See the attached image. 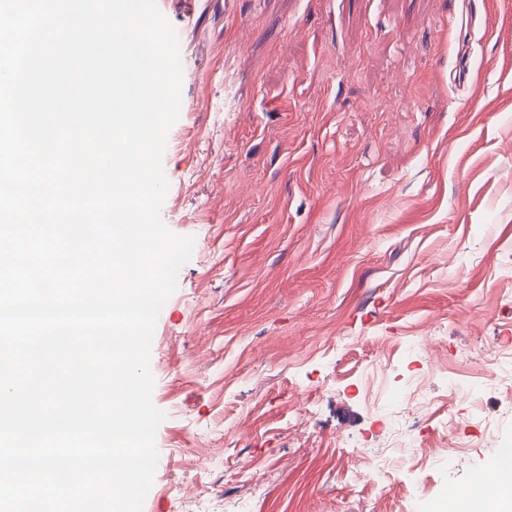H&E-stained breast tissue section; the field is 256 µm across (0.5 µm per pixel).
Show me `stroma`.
I'll list each match as a JSON object with an SVG mask.
<instances>
[{"instance_id":"stroma-1","label":"stroma","mask_w":512,"mask_h":512,"mask_svg":"<svg viewBox=\"0 0 512 512\" xmlns=\"http://www.w3.org/2000/svg\"><path fill=\"white\" fill-rule=\"evenodd\" d=\"M159 10L183 66L160 216L195 244L154 330L142 512H435L512 448L487 374L479 406L436 376L430 419L399 414L416 373L512 344V0ZM396 431L413 462L354 483Z\"/></svg>"}]
</instances>
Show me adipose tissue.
<instances>
[{
	"label": "adipose tissue",
	"instance_id": "obj_1",
	"mask_svg": "<svg viewBox=\"0 0 512 512\" xmlns=\"http://www.w3.org/2000/svg\"><path fill=\"white\" fill-rule=\"evenodd\" d=\"M442 512H512V450L503 449L493 487H486L482 475H474L464 499L450 500Z\"/></svg>",
	"mask_w": 512,
	"mask_h": 512
}]
</instances>
